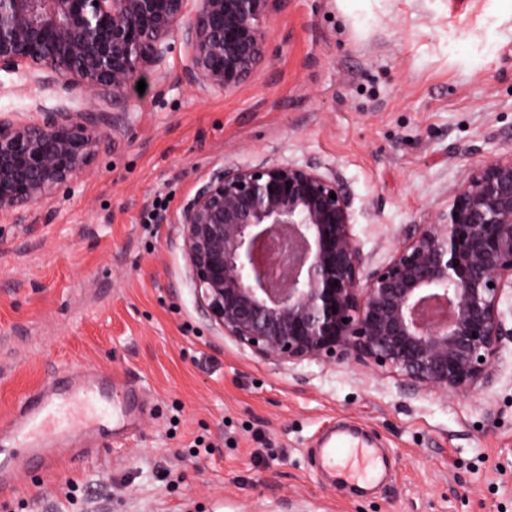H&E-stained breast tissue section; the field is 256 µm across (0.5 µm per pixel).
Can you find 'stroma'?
Instances as JSON below:
<instances>
[{
	"label": "stroma",
	"mask_w": 512,
	"mask_h": 512,
	"mask_svg": "<svg viewBox=\"0 0 512 512\" xmlns=\"http://www.w3.org/2000/svg\"><path fill=\"white\" fill-rule=\"evenodd\" d=\"M238 87L191 85L175 45L48 223L0 217V418L52 371L112 377L55 470L0 489L10 512H512V342L474 393L403 395L360 365L278 366L200 310L175 218L226 161L317 163L373 263L430 223L465 173L512 151V0H279ZM89 93L0 74V113L81 111ZM357 431L385 458L356 490L319 464ZM209 452L192 455L194 439Z\"/></svg>",
	"instance_id": "obj_1"
}]
</instances>
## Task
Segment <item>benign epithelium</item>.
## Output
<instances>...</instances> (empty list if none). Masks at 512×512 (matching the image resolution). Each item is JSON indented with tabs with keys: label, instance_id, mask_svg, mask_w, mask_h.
<instances>
[{
	"label": "benign epithelium",
	"instance_id": "benign-epithelium-1",
	"mask_svg": "<svg viewBox=\"0 0 512 512\" xmlns=\"http://www.w3.org/2000/svg\"><path fill=\"white\" fill-rule=\"evenodd\" d=\"M188 2L0 0V72L112 101L110 112L0 115V217L22 220L72 186L125 128L134 81L165 82L171 40L201 89L251 75L276 0H194L190 15ZM177 224L207 319L263 361L387 368L405 394L446 395L490 385L512 339L500 310L512 288V152L469 171L449 207L373 269L343 188L314 163L226 165Z\"/></svg>",
	"mask_w": 512,
	"mask_h": 512
}]
</instances>
